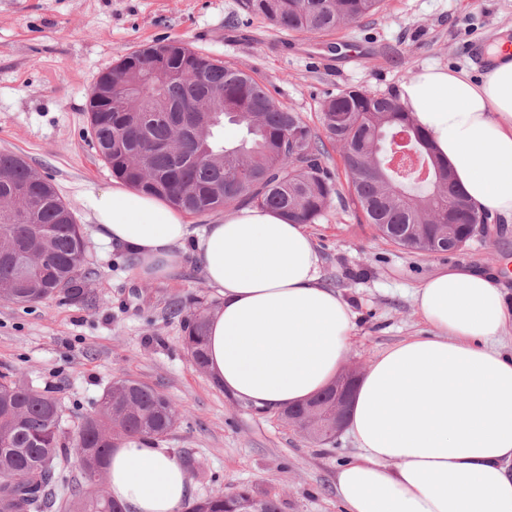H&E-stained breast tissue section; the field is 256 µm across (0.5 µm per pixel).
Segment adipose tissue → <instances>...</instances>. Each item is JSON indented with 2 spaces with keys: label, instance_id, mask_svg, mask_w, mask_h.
Returning <instances> with one entry per match:
<instances>
[{
  "label": "adipose tissue",
  "instance_id": "obj_1",
  "mask_svg": "<svg viewBox=\"0 0 512 512\" xmlns=\"http://www.w3.org/2000/svg\"><path fill=\"white\" fill-rule=\"evenodd\" d=\"M490 54L481 83L429 65L397 95L471 206L512 218V43ZM87 207L97 238L126 253L138 279L173 277L191 245L221 299L206 348L227 395L278 411L335 379L356 315L321 282L304 225L236 206L194 232L183 211L120 182ZM412 298L424 330L379 352L358 384L347 425L357 453L335 476L342 512H512V351L501 343L512 301L498 276L465 264ZM109 476L132 512H179L188 491L179 458L148 441L113 449Z\"/></svg>",
  "mask_w": 512,
  "mask_h": 512
}]
</instances>
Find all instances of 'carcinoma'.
Returning a JSON list of instances; mask_svg holds the SVG:
<instances>
[{"label":"carcinoma","instance_id":"carcinoma-1","mask_svg":"<svg viewBox=\"0 0 512 512\" xmlns=\"http://www.w3.org/2000/svg\"><path fill=\"white\" fill-rule=\"evenodd\" d=\"M380 0H247L252 14L289 32H328L371 15ZM158 44L137 50L103 74L89 101V120L99 156L112 174L129 186L161 197L190 215L228 206L270 208L296 224H313L337 194L323 167L324 144L297 112L281 107L252 76L222 61L201 56L180 40H169L163 52L168 69L155 70ZM224 111L214 112L217 100ZM189 107L196 128L176 151L165 148L172 125L183 119L173 112ZM240 126L236 144L224 143V121ZM321 122L329 139L349 143L344 152L353 192L368 222L381 237L417 226L414 253H429L433 241L441 252H453L476 237L466 196L457 188L448 163L440 160L427 134L395 94L371 95L359 89L342 92L322 105ZM408 128L413 146L433 179L417 185L412 178L365 173L374 164L380 135L391 137ZM28 223L43 233L28 235L26 225L0 214V295L19 305L58 297L87 301L88 276L82 268L84 240L80 226L53 184L15 153H0V199L17 189ZM48 257L30 270L28 254ZM180 318L193 365L207 370L205 335L208 308L197 300ZM182 413L157 389L134 379L112 382L72 434L61 429V407L50 391L0 374V512H125L103 488L112 449L131 440L168 435ZM75 451L80 478L57 493V465ZM252 501L260 512H280L279 501L248 487H219L188 502L186 512H240Z\"/></svg>","mask_w":512,"mask_h":512}]
</instances>
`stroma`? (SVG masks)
Segmentation results:
<instances>
[{
    "label": "stroma",
    "instance_id": "obj_1",
    "mask_svg": "<svg viewBox=\"0 0 512 512\" xmlns=\"http://www.w3.org/2000/svg\"><path fill=\"white\" fill-rule=\"evenodd\" d=\"M504 36L512 39V0H382L368 18L309 34L251 15L245 0H0V152L21 155L47 176L81 225L93 298L89 304L0 300V373L50 388L67 433L113 380L144 382L182 412L157 445L194 456L197 469L186 474L190 498L218 485H245L277 498L282 512H342L334 475L354 452L348 434L313 443L279 415L227 396L193 365L169 307L192 296L219 303L196 258L183 253L178 276L146 282L97 238L85 198L111 187L113 176L93 147L91 93L124 56L179 39L253 76L319 134L325 99L349 88L393 93L435 64L480 80L482 50ZM323 164L340 196L307 230L323 259V283L357 314L345 368L365 371L377 352L423 329L411 292L442 267L494 272L512 292L511 218L492 216L505 226L493 241L413 253L383 240L367 222L336 144L326 143Z\"/></svg>",
    "mask_w": 512,
    "mask_h": 512
}]
</instances>
